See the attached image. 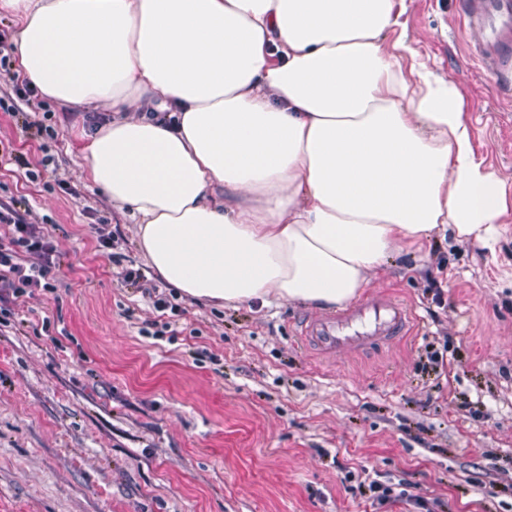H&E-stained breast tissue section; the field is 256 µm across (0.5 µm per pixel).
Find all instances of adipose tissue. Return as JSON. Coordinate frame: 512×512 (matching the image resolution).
I'll use <instances>...</instances> for the list:
<instances>
[{"label": "adipose tissue", "instance_id": "adipose-tissue-1", "mask_svg": "<svg viewBox=\"0 0 512 512\" xmlns=\"http://www.w3.org/2000/svg\"><path fill=\"white\" fill-rule=\"evenodd\" d=\"M43 97L108 105L92 182L169 285L239 306L346 305L402 246L488 237L506 193L406 0H0ZM148 99L155 113L128 111Z\"/></svg>", "mask_w": 512, "mask_h": 512}]
</instances>
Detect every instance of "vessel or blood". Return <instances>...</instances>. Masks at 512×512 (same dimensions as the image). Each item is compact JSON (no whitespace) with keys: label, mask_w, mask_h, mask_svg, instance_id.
<instances>
[{"label":"vessel or blood","mask_w":512,"mask_h":512,"mask_svg":"<svg viewBox=\"0 0 512 512\" xmlns=\"http://www.w3.org/2000/svg\"><path fill=\"white\" fill-rule=\"evenodd\" d=\"M480 41L476 55L497 72L512 68V0H463ZM417 317L401 303L375 293L335 314L305 322L303 336L327 355L360 352L403 336Z\"/></svg>","instance_id":"b4317fda"}]
</instances>
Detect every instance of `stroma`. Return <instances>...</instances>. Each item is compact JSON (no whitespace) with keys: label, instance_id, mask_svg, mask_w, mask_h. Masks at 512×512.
I'll return each instance as SVG.
<instances>
[{"label":"stroma","instance_id":"stroma-1","mask_svg":"<svg viewBox=\"0 0 512 512\" xmlns=\"http://www.w3.org/2000/svg\"><path fill=\"white\" fill-rule=\"evenodd\" d=\"M462 10L407 0L402 21L512 186V72L474 57ZM0 99L19 109L0 110V146L24 159L0 162V202L60 254L54 292L0 296V512H512V214L492 245L449 234L395 255L369 290L421 331L325 358L299 338L306 305L225 307L158 279L84 166L108 108L2 80Z\"/></svg>","mask_w":512,"mask_h":512}]
</instances>
